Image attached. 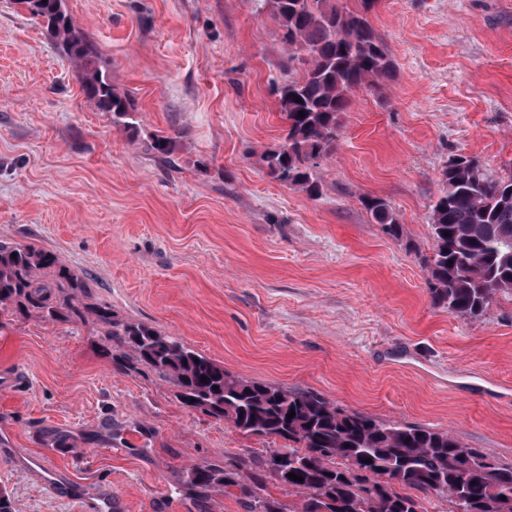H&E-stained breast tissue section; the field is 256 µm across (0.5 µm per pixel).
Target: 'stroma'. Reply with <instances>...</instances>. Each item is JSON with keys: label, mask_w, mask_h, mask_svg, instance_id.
Instances as JSON below:
<instances>
[{"label": "stroma", "mask_w": 512, "mask_h": 512, "mask_svg": "<svg viewBox=\"0 0 512 512\" xmlns=\"http://www.w3.org/2000/svg\"><path fill=\"white\" fill-rule=\"evenodd\" d=\"M115 88L124 131L94 108L39 22L0 0V240L56 252L119 318L232 374L320 392L384 420L450 431L512 463V299L477 319L434 306L426 261L449 158L512 177V0H379L395 63L351 97L320 193L281 185L274 84L299 78L267 0H65ZM180 131L172 164L150 148ZM388 201L399 236L371 221ZM0 489L20 512H248L181 489L198 463L263 457L183 406L151 370L121 374L88 323L0 315ZM60 472L45 487L22 459Z\"/></svg>", "instance_id": "35a3bbf8"}]
</instances>
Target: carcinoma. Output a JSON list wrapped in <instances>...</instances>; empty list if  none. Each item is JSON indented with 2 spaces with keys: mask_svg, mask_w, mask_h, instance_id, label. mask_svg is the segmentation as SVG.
Instances as JSON below:
<instances>
[{
  "mask_svg": "<svg viewBox=\"0 0 512 512\" xmlns=\"http://www.w3.org/2000/svg\"><path fill=\"white\" fill-rule=\"evenodd\" d=\"M270 2L288 61L303 63L304 74L275 89L286 136L265 151L263 162L273 180L314 197L320 193L314 168L336 149L351 95L382 88L395 67L368 18L377 0H359L352 9L336 0ZM19 3L74 65L87 99L112 113V126L136 129L134 99L112 86L98 48L74 24L64 0ZM180 138L179 132L156 133L151 149L165 161ZM442 182L430 212L432 299L450 313L479 318L496 298L512 296V178H493L456 156ZM364 206L386 233L399 235L387 201L370 197ZM0 311L49 322L90 321L118 372L147 368L176 389L184 406L246 436L286 441L264 459L190 467L186 484L200 499L234 488L250 512H285L262 497L272 479L302 497L296 512H424L422 493L446 497L448 512H512V463L469 448L446 430L384 421L345 410L311 389L234 375L152 326L119 318L51 251L0 240Z\"/></svg>",
  "mask_w": 512,
  "mask_h": 512,
  "instance_id": "1",
  "label": "carcinoma"
}]
</instances>
